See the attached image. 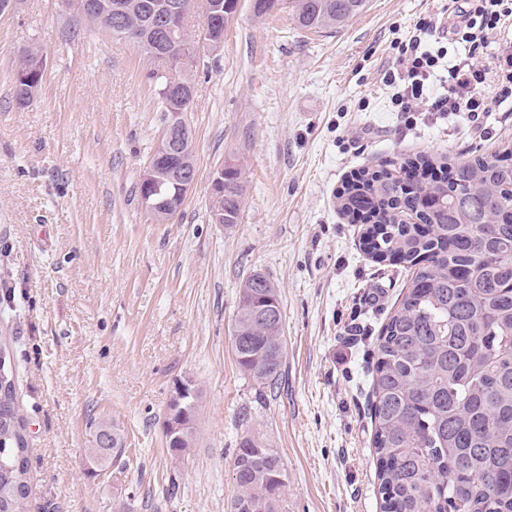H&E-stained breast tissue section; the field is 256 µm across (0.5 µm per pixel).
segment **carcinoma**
Returning a JSON list of instances; mask_svg holds the SVG:
<instances>
[{
	"label": "carcinoma",
	"mask_w": 512,
	"mask_h": 512,
	"mask_svg": "<svg viewBox=\"0 0 512 512\" xmlns=\"http://www.w3.org/2000/svg\"><path fill=\"white\" fill-rule=\"evenodd\" d=\"M164 0H110L112 35L151 30L137 42L153 63L165 124L192 111L187 78L156 77L182 66V50L167 40L173 18ZM298 25L323 31L363 12L367 0H289ZM44 64L22 57L15 94L29 93L26 76ZM446 179L402 183L376 170L339 196L342 212L365 224L362 244L379 262L404 263L411 277L374 347L370 371L372 445L380 512H512V145L490 154L439 159L421 154L400 163ZM224 169V223H237L242 186ZM164 206L185 197L172 182ZM231 341L241 372L275 389L285 357L283 314L274 283L260 274L239 288ZM89 469L125 454L121 430L95 425ZM178 462L195 444V427L166 440ZM230 512H281L286 469L271 448L239 446ZM30 435L17 403L15 374L0 380V512H27Z\"/></svg>",
	"instance_id": "obj_1"
}]
</instances>
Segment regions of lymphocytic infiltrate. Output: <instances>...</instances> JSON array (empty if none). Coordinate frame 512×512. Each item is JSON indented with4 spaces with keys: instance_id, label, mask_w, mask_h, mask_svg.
I'll list each match as a JSON object with an SVG mask.
<instances>
[{
    "instance_id": "lymphocytic-infiltrate-1",
    "label": "lymphocytic infiltrate",
    "mask_w": 512,
    "mask_h": 512,
    "mask_svg": "<svg viewBox=\"0 0 512 512\" xmlns=\"http://www.w3.org/2000/svg\"><path fill=\"white\" fill-rule=\"evenodd\" d=\"M511 28L512 0H464L447 27L435 15L419 18L380 73L389 110L408 127L460 114L477 125L511 106L512 41L504 37Z\"/></svg>"
}]
</instances>
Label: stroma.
<instances>
[{
  "mask_svg": "<svg viewBox=\"0 0 512 512\" xmlns=\"http://www.w3.org/2000/svg\"><path fill=\"white\" fill-rule=\"evenodd\" d=\"M451 5L368 0L314 33L288 0L261 19L240 0L222 49L196 52V182L166 224L148 219L138 190L165 121L150 61L67 0L0 14V334L29 421V512H229L246 436L283 459L285 512H380L369 366L408 269L372 261L336 193L358 170L512 139V112L408 129L387 109L378 73L391 42ZM32 47L45 68L22 107L14 76ZM228 161L241 210L214 224L211 178ZM256 272L283 312L273 391L240 371L230 340ZM183 380L199 394L195 445L178 465L161 423ZM102 421L121 429L125 462L92 472Z\"/></svg>",
  "mask_w": 512,
  "mask_h": 512,
  "instance_id": "35a3bbf8",
  "label": "stroma"
}]
</instances>
